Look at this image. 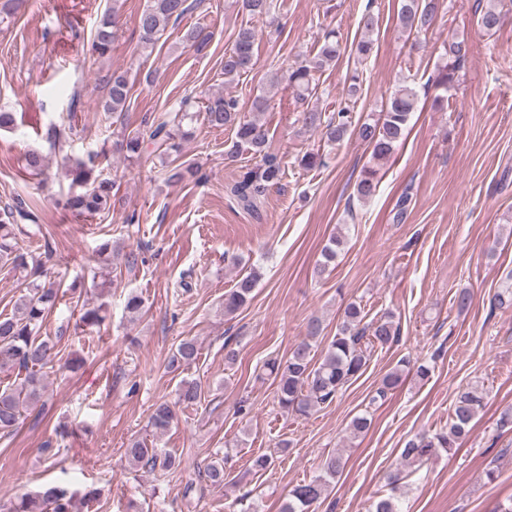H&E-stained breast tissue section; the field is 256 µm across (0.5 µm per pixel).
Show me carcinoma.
Returning <instances> with one entry per match:
<instances>
[{
  "mask_svg": "<svg viewBox=\"0 0 512 512\" xmlns=\"http://www.w3.org/2000/svg\"><path fill=\"white\" fill-rule=\"evenodd\" d=\"M239 2L242 11L248 15L274 22L271 17L272 0ZM201 4L202 0H147L137 22L142 48H154L169 25L181 22ZM438 10L439 0H402L398 12L399 24L410 34L426 32L433 26ZM503 22L504 14L492 4L482 10L479 18L480 26L487 31L498 29ZM360 25L362 37L355 45V54L364 60L374 50L377 15L370 9L366 10ZM114 27L115 19L107 13L95 27L92 48L102 57L112 50ZM208 43L209 35L196 27L187 29L182 35V44L198 52L203 51ZM255 43L254 28L240 27L232 48L224 53L225 80L233 81L254 69ZM344 52L340 33L334 28L325 29L316 55L288 69L287 88L298 99L306 100L313 91L315 74L335 65ZM470 54L471 46L465 39L451 37L443 41L441 57L445 63L436 77V86L444 90L451 88ZM107 87L108 94L102 109L120 119L128 111L133 83L126 72L115 70L107 80ZM417 99L416 90L402 83L390 94L379 118L372 122L356 120L353 109L345 105L328 114L306 108L302 111V122L305 127L321 132L329 143L338 144L354 136L367 146L371 153L370 165L364 168L355 185L357 198L365 201L375 196L379 167L393 156L415 110ZM199 118L213 129H233L234 140L226 151L227 157L232 159L240 152L247 151L256 159L254 166L246 168L233 183L225 187V192L248 215L261 217V208L270 189L280 184L285 171L277 157L269 152L268 136L263 126L256 118L242 114L239 101L234 97L222 94L211 96L204 102L201 113L190 111V103L185 101L176 112L152 119L146 117L142 120V127L122 129L117 134V146L125 152V159L134 161L143 155L145 145H156L165 155L166 180L183 181L196 175L194 166L181 162L180 155L183 143L191 136L190 124ZM104 158L106 152L103 149L90 151L83 157H63L72 175V184L81 187L79 191L67 193L65 208L90 217L110 211L114 183L96 175L100 160ZM38 221L35 211L22 202L0 213V260L12 265L25 284L24 294L16 300L12 316L0 318V372L15 371L23 375L19 382L0 390V431L3 433L12 432L24 414L42 411L47 388L45 368L59 354L55 340L41 334L46 318L59 301V285L42 279L41 263L30 259V254L23 252L19 246V236L28 234L26 223L36 226ZM343 245L342 235L330 237L322 250L321 269L336 261ZM97 257L99 276L106 281L111 280L112 244L108 241L101 243ZM261 277L257 268L239 277L234 288L224 294V314L231 315L243 308L253 298V291ZM364 318L360 304L348 303L342 322L336 328V335L330 339L323 357L317 363L311 357L313 342L322 332L321 322L317 318L308 322L306 336L293 346L286 359L266 363L269 375L276 384V398L282 409L302 417L311 415L317 406L333 400L339 390L363 372L372 347L388 346L399 336L394 313L387 312L367 324ZM198 354L195 339L184 338L172 351L169 367L178 369L189 365L195 362ZM401 380L402 369L396 367L388 372L377 389V397L386 398ZM202 393L199 382L180 381L175 402L164 401L154 405L148 422L152 436H164L177 420L176 408L198 403ZM486 398L485 389L478 385L459 390L448 428L432 435H416L405 442L401 453L405 466H421L439 448L450 452L460 447L471 429V423L485 406ZM125 455L133 468L153 470L160 467L176 472L182 464L179 457L149 447L145 439L132 440L125 448ZM344 467L345 461L341 455H326L320 463V474L296 485L281 504L280 512H309ZM203 474L209 485L224 486V459L217 457L204 464ZM74 496L75 493L66 487L49 485L21 497L9 507L8 512H71Z\"/></svg>",
  "mask_w": 512,
  "mask_h": 512,
  "instance_id": "1",
  "label": "carcinoma"
}]
</instances>
